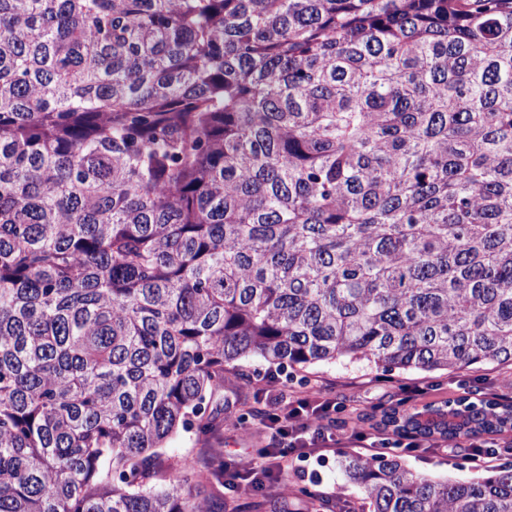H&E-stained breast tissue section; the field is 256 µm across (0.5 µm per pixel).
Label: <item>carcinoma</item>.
<instances>
[{"mask_svg":"<svg viewBox=\"0 0 512 512\" xmlns=\"http://www.w3.org/2000/svg\"><path fill=\"white\" fill-rule=\"evenodd\" d=\"M260 359L512 366V0H0V512H214L169 456ZM465 445L466 386L364 414ZM339 461L361 512H512Z\"/></svg>","mask_w":512,"mask_h":512,"instance_id":"cac0c4a2","label":"carcinoma"}]
</instances>
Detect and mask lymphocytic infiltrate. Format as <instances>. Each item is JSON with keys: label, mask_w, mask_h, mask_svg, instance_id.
Masks as SVG:
<instances>
[{"label": "lymphocytic infiltrate", "mask_w": 512, "mask_h": 512, "mask_svg": "<svg viewBox=\"0 0 512 512\" xmlns=\"http://www.w3.org/2000/svg\"><path fill=\"white\" fill-rule=\"evenodd\" d=\"M262 408L258 431L265 439L256 457L224 455V486L230 493L247 488L264 494L276 487L285 459L304 462L334 451L339 440L330 427L340 406L334 398L288 387L268 373L258 377Z\"/></svg>", "instance_id": "lymphocytic-infiltrate-1"}]
</instances>
